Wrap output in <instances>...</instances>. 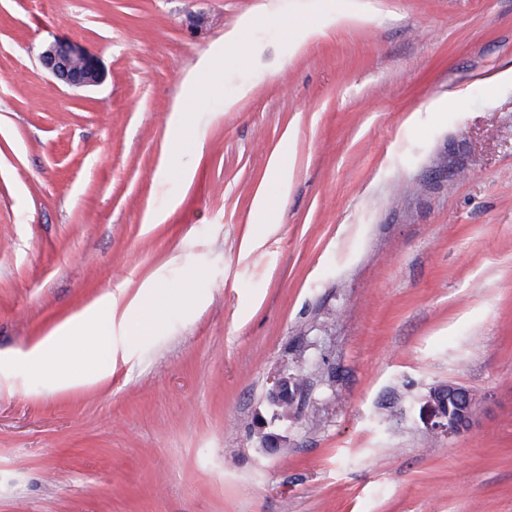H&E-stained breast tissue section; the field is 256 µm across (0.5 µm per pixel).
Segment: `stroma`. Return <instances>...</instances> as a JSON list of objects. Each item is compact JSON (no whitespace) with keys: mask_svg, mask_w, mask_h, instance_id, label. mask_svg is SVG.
<instances>
[{"mask_svg":"<svg viewBox=\"0 0 512 512\" xmlns=\"http://www.w3.org/2000/svg\"><path fill=\"white\" fill-rule=\"evenodd\" d=\"M451 382L478 430L429 438ZM0 512H512V0H0ZM39 61L44 69L72 88L98 86L103 79L94 57L77 45L50 44L40 53ZM156 306L151 296L141 299L130 321V335L141 336L143 330L156 316ZM98 309L91 308L81 317L69 320L52 331L32 352L31 361L34 366H39L45 358L53 354L60 338L69 340L74 346L83 345L84 336L92 324H97ZM306 387V379L295 373H289L288 369L279 370L271 382L267 394L270 405L283 408V416H288L290 409L302 394Z\"/></svg>","mask_w":512,"mask_h":512,"instance_id":"1","label":"stroma"}]
</instances>
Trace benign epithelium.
Listing matches in <instances>:
<instances>
[{
    "label": "benign epithelium",
    "mask_w": 512,
    "mask_h": 512,
    "mask_svg": "<svg viewBox=\"0 0 512 512\" xmlns=\"http://www.w3.org/2000/svg\"><path fill=\"white\" fill-rule=\"evenodd\" d=\"M40 64L54 77L72 88H89L102 82V71L93 56L77 45L50 44L39 55ZM306 387V379L286 369L278 371L267 394L270 405L290 409ZM453 399L455 412L448 411V399ZM486 397L474 390L450 383L433 391L426 403L427 429L434 436L443 433L448 438L473 432ZM263 452L276 455L288 447V437L276 432H260Z\"/></svg>",
    "instance_id": "7a95c632"
}]
</instances>
